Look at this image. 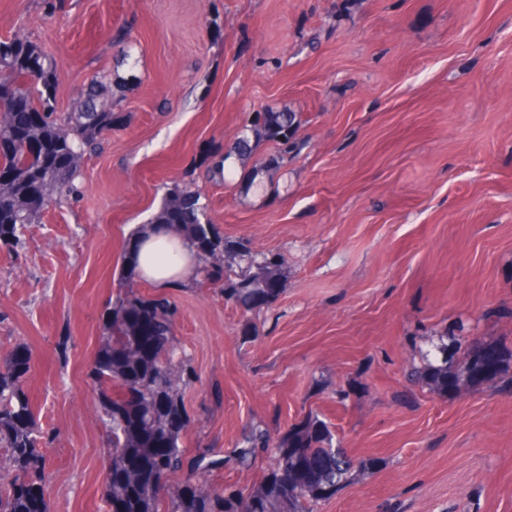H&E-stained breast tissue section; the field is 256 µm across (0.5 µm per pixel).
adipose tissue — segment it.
Listing matches in <instances>:
<instances>
[{"mask_svg": "<svg viewBox=\"0 0 512 512\" xmlns=\"http://www.w3.org/2000/svg\"><path fill=\"white\" fill-rule=\"evenodd\" d=\"M129 263L140 277L157 287L170 288L195 277L198 258L183 237L165 232L137 238Z\"/></svg>", "mask_w": 512, "mask_h": 512, "instance_id": "obj_1", "label": "adipose tissue"}]
</instances>
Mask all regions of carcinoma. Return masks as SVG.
I'll use <instances>...</instances> for the list:
<instances>
[{"mask_svg": "<svg viewBox=\"0 0 512 512\" xmlns=\"http://www.w3.org/2000/svg\"><path fill=\"white\" fill-rule=\"evenodd\" d=\"M102 80L93 76L82 109L57 112L53 105L54 69L34 43L22 38L0 41V168L11 173L0 180V242L17 246L23 231L40 218L31 206L28 185L40 181L44 206L79 195L83 160L100 151L112 129V112L96 104ZM293 122L288 114L257 112L252 128L288 144ZM192 191L168 194L158 215L133 231L174 227L195 248L204 279L224 282L226 299L252 308L261 293L272 303L282 259L267 253L261 260L250 250L230 253ZM256 267L252 276L238 275L242 264ZM179 309L167 297H146L133 287L122 290L106 313L102 341L90 378L96 405L107 427L111 448L103 479L112 512H159V494L168 477L186 469L204 472L224 464L201 454L189 459L181 437L190 417L183 392L196 380L190 361L177 356L175 324ZM31 356L24 345L0 353V512H50L49 475L40 448L41 431L31 407L23 364ZM503 359L496 350L470 352L464 373L448 369V347L436 346L412 377L438 393L457 389L462 379L483 381L499 374ZM330 432L310 419L284 434L275 462L249 493L220 486L202 493L206 480L191 478L171 495L167 512H309L307 505L330 499L353 462L333 449ZM240 462L253 449L269 446L261 430L245 438Z\"/></svg>", "mask_w": 512, "mask_h": 512, "instance_id": "cac0c4a2", "label": "carcinoma"}]
</instances>
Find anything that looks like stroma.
<instances>
[{"label":"stroma","mask_w":512,"mask_h":512,"mask_svg":"<svg viewBox=\"0 0 512 512\" xmlns=\"http://www.w3.org/2000/svg\"><path fill=\"white\" fill-rule=\"evenodd\" d=\"M16 36L55 60L58 111L104 73L114 112L78 201L0 244V350L34 355L53 512H109L88 371L130 233L176 189L282 258L261 309L132 278L179 305L199 376L183 445L223 459L209 483L256 487L274 453L241 464L243 436L315 417L355 466L314 512H512V0H0ZM254 112L293 113L288 145L249 132ZM441 344L454 369L494 346L506 370L410 384Z\"/></svg>","instance_id":"35a3bbf8"}]
</instances>
